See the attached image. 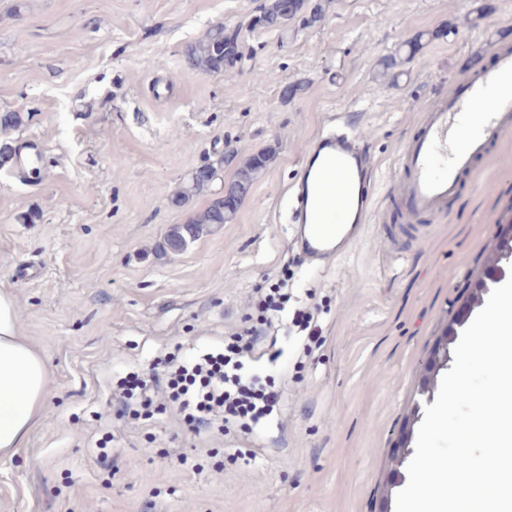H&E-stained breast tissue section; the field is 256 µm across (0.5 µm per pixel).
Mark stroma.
Segmentation results:
<instances>
[{
    "label": "stroma",
    "instance_id": "35a3bbf8",
    "mask_svg": "<svg viewBox=\"0 0 512 512\" xmlns=\"http://www.w3.org/2000/svg\"><path fill=\"white\" fill-rule=\"evenodd\" d=\"M262 2L0 0V113L24 114L10 140L41 158L0 167V285L50 363L53 407L0 457V512H394L395 455L443 377L437 343L486 304L476 284L512 225V132L398 254L382 238L407 221L397 165L431 102L512 48V0H321L320 23L285 35L251 28ZM216 24L239 28L242 65L187 68L185 46ZM335 119L371 131L377 211L351 251L311 267L285 187ZM229 146L274 156L230 223L159 252L235 167L185 207L171 194ZM283 277L288 303L241 369L283 393L265 427L196 434L169 410L126 413L127 373L150 376L177 345L212 351ZM298 308L321 327L309 349Z\"/></svg>",
    "mask_w": 512,
    "mask_h": 512
}]
</instances>
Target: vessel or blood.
I'll return each mask as SVG.
<instances>
[{
	"label": "vessel or blood",
	"mask_w": 512,
	"mask_h": 512,
	"mask_svg": "<svg viewBox=\"0 0 512 512\" xmlns=\"http://www.w3.org/2000/svg\"><path fill=\"white\" fill-rule=\"evenodd\" d=\"M493 55L490 69L430 104L422 133L403 148L397 189L410 215H441L491 141L512 130V50ZM293 196L304 263H324L358 242L374 212L375 180L368 152L343 123L310 144Z\"/></svg>",
	"instance_id": "obj_1"
}]
</instances>
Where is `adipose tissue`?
<instances>
[{"instance_id": "adipose-tissue-1", "label": "adipose tissue", "mask_w": 512, "mask_h": 512, "mask_svg": "<svg viewBox=\"0 0 512 512\" xmlns=\"http://www.w3.org/2000/svg\"><path fill=\"white\" fill-rule=\"evenodd\" d=\"M50 365L22 334V320L10 289H0V454L24 445L36 424L47 418Z\"/></svg>"}]
</instances>
